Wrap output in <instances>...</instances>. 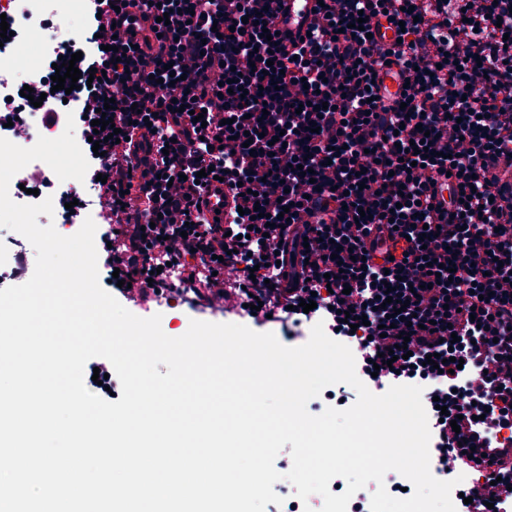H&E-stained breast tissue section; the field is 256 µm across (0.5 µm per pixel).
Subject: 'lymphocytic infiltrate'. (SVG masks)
<instances>
[{
    "label": "lymphocytic infiltrate",
    "instance_id": "f902f5d3",
    "mask_svg": "<svg viewBox=\"0 0 512 512\" xmlns=\"http://www.w3.org/2000/svg\"><path fill=\"white\" fill-rule=\"evenodd\" d=\"M278 3L95 0L78 89L54 90V69L41 76L35 135L55 138L71 119L102 144L84 151L107 177L98 266L145 316L176 294L257 326L322 321L353 343L372 389L428 390L435 475L512 487V0H323L310 37L289 48L261 35ZM135 7L148 34L115 35L114 15ZM398 24L399 41L373 39ZM389 64L408 82L393 97ZM230 79L236 92L221 91ZM108 98L123 136L154 130L140 147L162 157L146 182L93 131ZM209 167L240 198L223 224L198 202ZM405 330L410 358L387 362ZM432 353L463 366L438 373Z\"/></svg>",
    "mask_w": 512,
    "mask_h": 512
}]
</instances>
